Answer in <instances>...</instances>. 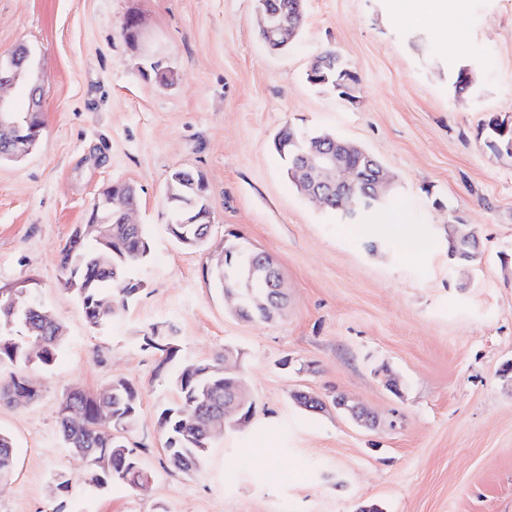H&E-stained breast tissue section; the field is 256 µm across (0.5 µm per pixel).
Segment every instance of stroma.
<instances>
[{
  "mask_svg": "<svg viewBox=\"0 0 512 512\" xmlns=\"http://www.w3.org/2000/svg\"><path fill=\"white\" fill-rule=\"evenodd\" d=\"M406 9L305 0L301 35L277 54L259 37L255 0H0V55L33 48L43 90L38 144L0 162V285L28 284L66 331L52 366L27 371L39 400L0 402L17 450L0 512H355L369 501L382 512H512V159L479 129L488 114L512 117V0H466L441 29L409 23ZM130 15L143 31L136 48L121 34ZM326 48L358 74L356 103L307 82ZM153 59L173 85L155 81ZM462 65L476 79L458 94ZM288 126L376 156L394 182L375 217L420 225L433 248L412 259L390 233L353 234L303 197L272 148ZM177 168L208 181L200 249L168 231ZM124 182L152 250L132 271L136 300L93 327L60 286L59 252L98 192ZM460 223L481 251L464 269L448 257V227ZM233 233L277 261L288 308L275 321L238 318L215 280ZM155 329L172 332L183 359L235 350L256 407L245 427L213 437L191 478L166 467L158 419L175 392L145 345ZM116 379L140 395L129 439L151 476L144 490L90 488L58 434L69 390ZM299 390L346 396L377 425L333 407L308 413Z\"/></svg>",
  "mask_w": 512,
  "mask_h": 512,
  "instance_id": "stroma-1",
  "label": "stroma"
}]
</instances>
